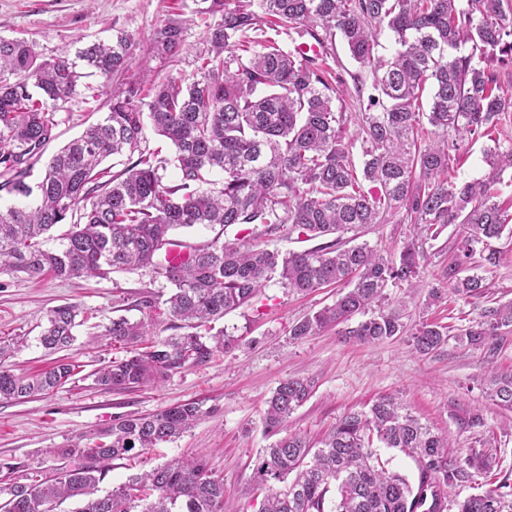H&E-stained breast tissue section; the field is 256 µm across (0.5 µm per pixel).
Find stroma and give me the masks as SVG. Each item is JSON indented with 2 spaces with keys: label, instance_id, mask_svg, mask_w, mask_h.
I'll return each mask as SVG.
<instances>
[{
  "label": "stroma",
  "instance_id": "1",
  "mask_svg": "<svg viewBox=\"0 0 512 512\" xmlns=\"http://www.w3.org/2000/svg\"><path fill=\"white\" fill-rule=\"evenodd\" d=\"M171 13L183 14L188 21L186 49L177 67L189 72L213 21L203 12L200 0H0V36L33 40L38 51L49 57L64 48L77 49L79 41L106 40L124 30L135 40L129 73H139L147 66L164 73L167 65L151 59L148 47L157 23ZM327 64L332 74L344 80L340 104L349 117L350 131H357L361 105L354 81H370V70L352 60L339 41L330 47ZM107 110L103 96L90 103L77 98L64 104L47 154L78 137ZM460 232L459 225L451 224L433 241L422 273L426 285L443 287L441 271ZM410 234L409 225L390 219L359 229L356 238L395 256ZM491 246L498 262L480 270L489 286V300L510 301L512 238L492 241ZM169 292L166 279L149 268L89 280L49 276L31 280L21 274H0V336L26 339L14 358L16 369L32 373L53 362V355L39 342L53 307L76 303L90 315L87 323L78 327L77 339L66 352L80 365L79 375L49 395L0 402V458L22 460L32 468L49 471L63 465L62 460L49 456V449L75 443L92 445L96 430L111 425L117 416L149 414L197 400L206 414L191 430L134 460L114 461L101 490H111L130 475L175 459L203 457L224 480V512H258L262 495L252 485V469L260 449L270 443L262 424L264 401L279 381L312 377L317 383L315 392L291 416L290 431L317 438L344 411L368 408L388 395L421 421L447 433L455 447H473L484 436L496 438V471L475 476L472 483L457 488L458 497L476 492L478 486H490L500 475H512V410L493 405L485 394L490 370L512 371V334L492 357L483 349L462 346L456 334L477 318V306L459 300L429 307L424 295L412 297L406 289H388L390 305L400 309L407 325L428 318L448 326L447 343L424 356L416 353L404 336L360 344L344 340L334 327L296 341L288 334L291 325L333 303L336 290L329 287L305 296L293 295L274 279L250 305L218 321V328L227 329L236 342L210 364L134 391L104 390L86 379V372L119 355L118 349L102 338L117 308H124L126 317L137 321L142 317L134 306L137 299L151 295L162 301ZM469 410L480 411L484 425L463 433L455 416Z\"/></svg>",
  "mask_w": 512,
  "mask_h": 512
}]
</instances>
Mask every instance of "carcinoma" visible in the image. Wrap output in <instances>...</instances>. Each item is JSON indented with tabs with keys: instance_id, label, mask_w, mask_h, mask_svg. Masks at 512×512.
Listing matches in <instances>:
<instances>
[{
	"instance_id": "1",
	"label": "carcinoma",
	"mask_w": 512,
	"mask_h": 512,
	"mask_svg": "<svg viewBox=\"0 0 512 512\" xmlns=\"http://www.w3.org/2000/svg\"><path fill=\"white\" fill-rule=\"evenodd\" d=\"M200 2L217 20L190 75L171 69L159 78L147 68L125 76L133 46L125 31L50 57L24 38L0 37V191L19 199L0 209V274L105 279L151 267L167 280L166 300L137 302L143 319L120 315L105 328L110 344L125 351L89 374L105 389L154 385L209 363L235 342L212 323L250 304L273 279L300 294L341 289L333 304L291 326L296 340L344 324L339 334L346 341L406 334L421 355L438 349L448 328L426 320L409 328L381 304L389 287L419 286L426 245L450 224L461 225L462 234L443 269L447 288L430 289L429 302L478 303L485 278L464 274L475 246L512 234V204L495 188L497 176L512 169L511 143L487 152L490 179H448L466 143L490 136L512 112V93L503 89L498 68L512 64V0ZM285 28L309 36L325 55L338 35L351 58L370 67L371 92L357 88L367 97L357 133L363 178L352 161L349 118L336 109L338 87L317 56L285 50L269 36ZM186 30L182 18L162 19L152 34V56L176 58ZM384 31L396 45L387 60L375 55ZM466 46L470 52L459 53ZM82 68L101 79L90 97L107 96L109 111L58 151L32 187L25 178L54 139L60 105L80 95ZM118 75L125 79L116 83ZM148 128L171 142L170 157L150 150ZM110 156L128 163L113 172L102 167ZM168 165L175 169L172 183L160 174ZM389 218L414 231L396 258L339 237L287 254L245 236L222 239L231 226L261 225L267 235L286 226L296 239L310 241ZM59 224L69 225L61 248L45 249L46 234ZM194 226L220 230L208 244L186 247L183 261L167 262L168 247L181 245L173 231ZM374 306L377 314L349 325ZM80 314L68 303L50 310L41 345L52 352L71 347ZM163 315L190 332L142 346L148 323ZM511 332L512 302H504L482 308L457 340L494 354ZM15 352L16 341L0 337V401L47 395L75 376L77 365L64 359L38 374L17 373ZM315 388L312 377L285 378L265 401L263 427L273 441L253 470L264 493L259 512H450L452 505L455 512H512L507 474L478 494L452 498L474 473L498 466L493 438L453 455L448 435L396 398L382 397L366 411L344 412L315 446L288 431V419ZM486 390L493 405L512 409V372L492 371ZM203 415L200 403L189 400L119 416L97 432L96 443L51 450L68 460L51 478L22 461L0 459V512H57L70 499L79 501L74 512H223L224 480L199 458L133 474L104 494L99 489L112 462L174 441ZM376 442L411 458L415 479L389 470Z\"/></svg>"
}]
</instances>
